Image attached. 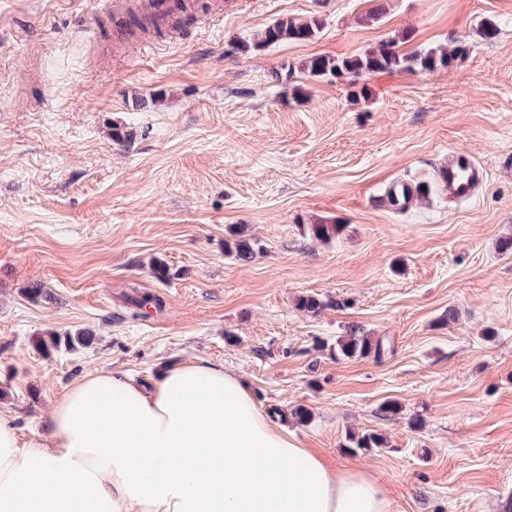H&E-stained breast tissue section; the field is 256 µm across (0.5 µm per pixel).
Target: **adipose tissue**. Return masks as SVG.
I'll return each mask as SVG.
<instances>
[{
  "label": "adipose tissue",
  "mask_w": 512,
  "mask_h": 512,
  "mask_svg": "<svg viewBox=\"0 0 512 512\" xmlns=\"http://www.w3.org/2000/svg\"><path fill=\"white\" fill-rule=\"evenodd\" d=\"M47 428L24 448L0 414V512H394L379 478L329 468L220 363L169 368L148 388L86 375Z\"/></svg>",
  "instance_id": "1"
}]
</instances>
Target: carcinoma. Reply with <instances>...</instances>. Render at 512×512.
Wrapping results in <instances>:
<instances>
[{
  "mask_svg": "<svg viewBox=\"0 0 512 512\" xmlns=\"http://www.w3.org/2000/svg\"><path fill=\"white\" fill-rule=\"evenodd\" d=\"M323 28V20L316 16L307 18H280L268 25L263 32L253 41H242L235 44L234 53H259L267 47L283 42H306L314 39ZM412 40V35L403 32L397 37L382 42L375 47H370L362 52L339 57L329 54H320L294 66L283 65L281 70L275 72L277 81H291L295 71H300L310 79H322L338 82L347 81L352 85L359 83L360 79L377 73L404 72L411 74H426L437 71L440 68L449 67L466 47L456 45L447 48L416 49L404 52L399 44ZM440 187L439 175H434L428 180L399 181L394 183L386 192L387 203L397 210L404 211L415 201H424L436 194ZM344 230V225L331 220H321L308 225L311 237L322 242H329ZM224 252L234 256L241 262H249L255 255V243L239 237L224 242ZM329 306L314 295H302L297 301V307L318 315ZM92 343V334L89 332H77L65 336L48 335L41 336L36 341L38 350L49 352L53 349L64 347L75 350L79 347H87ZM316 348L329 351L336 359H356L372 356L380 359L384 356V346L381 340L369 335L358 325H349L343 335L336 337V341L328 344L321 342ZM344 447L351 451L372 452L379 448L387 447L383 435L365 431L363 433H348L345 435Z\"/></svg>",
  "mask_w": 512,
  "mask_h": 512,
  "instance_id": "cac0c4a2",
  "label": "carcinoma"
}]
</instances>
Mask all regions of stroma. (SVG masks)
<instances>
[{"label":"stroma","mask_w":512,"mask_h":512,"mask_svg":"<svg viewBox=\"0 0 512 512\" xmlns=\"http://www.w3.org/2000/svg\"><path fill=\"white\" fill-rule=\"evenodd\" d=\"M137 2L0 0V411L21 445L44 439L53 401L87 373L149 386L204 360L239 373L327 465L377 476L396 512H500L512 493V0H189L180 26L132 34L117 19ZM310 15L324 21L315 39L231 52ZM484 18L494 40L477 31ZM404 30L405 50L467 54L427 75L368 76L365 97L273 76ZM455 150L487 170L472 198L384 203ZM317 219L346 229L318 242ZM233 230L259 241L251 261L225 256ZM157 259L170 279L152 276ZM33 283L46 291L35 301ZM146 293L161 308H139ZM308 293L327 301L320 315L298 309ZM350 324L393 354L315 350ZM86 330L85 348L32 344ZM388 401L399 415L382 413ZM298 406L309 423L287 420ZM351 430L389 446L350 452Z\"/></svg>","instance_id":"35a3bbf8"}]
</instances>
